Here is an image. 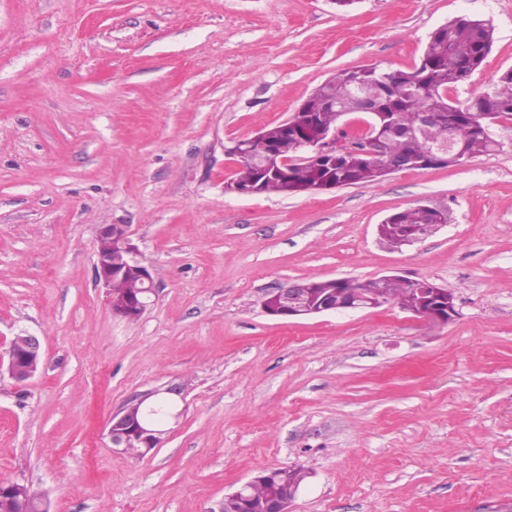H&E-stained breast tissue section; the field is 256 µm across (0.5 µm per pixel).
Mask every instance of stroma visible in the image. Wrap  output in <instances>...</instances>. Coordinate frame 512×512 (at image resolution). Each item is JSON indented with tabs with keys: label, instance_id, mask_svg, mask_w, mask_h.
Wrapping results in <instances>:
<instances>
[{
	"label": "stroma",
	"instance_id": "1",
	"mask_svg": "<svg viewBox=\"0 0 512 512\" xmlns=\"http://www.w3.org/2000/svg\"><path fill=\"white\" fill-rule=\"evenodd\" d=\"M495 42L459 97L512 69V0H0V481L50 512H217L262 471L309 478L290 512H512V122L447 169L288 198L225 192L234 142L285 121L340 69L408 70L456 17ZM446 226L393 250L389 215ZM126 224L154 268L136 320L95 282V236ZM385 274L447 288V324L396 305L266 315L291 279ZM180 387L143 456L113 413ZM21 345H17L18 339L13 337L8 348V362L5 372L8 377L18 384L25 383L34 378L39 372V363L42 360V350L39 339L28 333L21 332Z\"/></svg>",
	"mask_w": 512,
	"mask_h": 512
}]
</instances>
